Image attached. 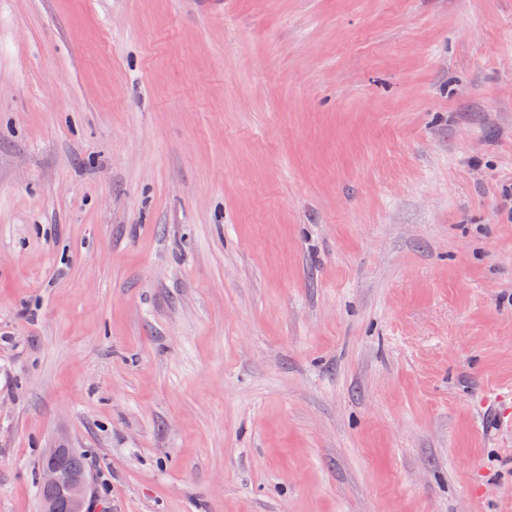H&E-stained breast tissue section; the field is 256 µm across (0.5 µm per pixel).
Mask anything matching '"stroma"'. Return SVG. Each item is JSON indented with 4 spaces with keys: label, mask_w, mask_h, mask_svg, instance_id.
<instances>
[{
    "label": "stroma",
    "mask_w": 512,
    "mask_h": 512,
    "mask_svg": "<svg viewBox=\"0 0 512 512\" xmlns=\"http://www.w3.org/2000/svg\"><path fill=\"white\" fill-rule=\"evenodd\" d=\"M512 0H0V512H512ZM65 444L64 443H49L42 448V458L47 464L41 466L40 470V483H37L38 496L41 499H53L55 491L49 487H64L66 500L69 505L75 507L70 508L73 512H84L87 489L90 482L89 476L82 477L67 481L61 471L52 464V461L62 454ZM46 486V487H45Z\"/></svg>",
    "instance_id": "obj_1"
}]
</instances>
